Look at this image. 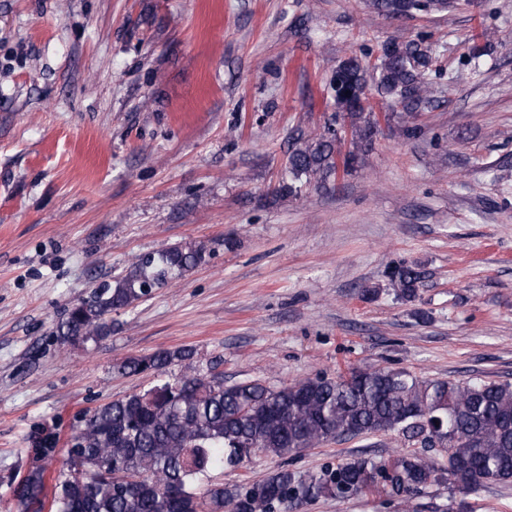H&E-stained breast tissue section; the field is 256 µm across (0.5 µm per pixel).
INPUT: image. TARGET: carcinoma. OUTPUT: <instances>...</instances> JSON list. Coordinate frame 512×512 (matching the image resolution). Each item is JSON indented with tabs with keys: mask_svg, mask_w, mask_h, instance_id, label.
<instances>
[{
	"mask_svg": "<svg viewBox=\"0 0 512 512\" xmlns=\"http://www.w3.org/2000/svg\"><path fill=\"white\" fill-rule=\"evenodd\" d=\"M378 12L399 17L430 11V0H371ZM433 57L420 41H386L374 59L336 63L329 87L336 112L310 138L296 129L287 175L272 191L297 197L309 186L327 188L339 173L356 170L372 146L379 120L368 91L389 101L387 120L412 133L409 120L433 103L427 75ZM205 244L180 242L137 256L119 276L71 305L58 322L59 346L99 343L109 316L204 264ZM395 296L415 298L424 273L401 265L389 275ZM183 347L129 357L122 375L151 373L157 383L96 408L72 426L61 469L47 473V453L12 478L18 512H301L321 498L343 501L373 490L406 497L431 486L458 488L512 481V383L422 380L404 369L354 368L347 376H315L279 388L257 381L224 384L193 367ZM185 363L189 373L163 379ZM393 432L432 456L395 452L326 463L316 471L288 468V459L322 442ZM280 460L260 479L231 488L211 480L252 456Z\"/></svg>",
	"mask_w": 512,
	"mask_h": 512,
	"instance_id": "carcinoma-1",
	"label": "carcinoma"
}]
</instances>
